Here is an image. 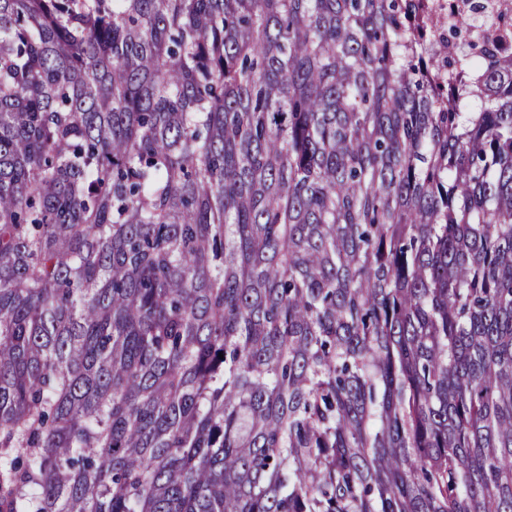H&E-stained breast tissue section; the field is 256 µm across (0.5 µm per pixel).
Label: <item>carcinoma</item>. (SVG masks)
I'll list each match as a JSON object with an SVG mask.
<instances>
[{
  "label": "carcinoma",
  "instance_id": "cac0c4a2",
  "mask_svg": "<svg viewBox=\"0 0 512 512\" xmlns=\"http://www.w3.org/2000/svg\"><path fill=\"white\" fill-rule=\"evenodd\" d=\"M511 38L0 0V512H512Z\"/></svg>",
  "mask_w": 512,
  "mask_h": 512
}]
</instances>
